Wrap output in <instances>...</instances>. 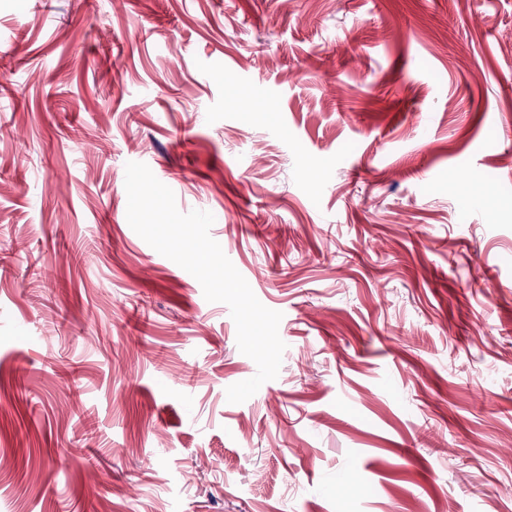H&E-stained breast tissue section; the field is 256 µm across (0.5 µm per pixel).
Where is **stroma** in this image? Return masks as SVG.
<instances>
[{"instance_id":"obj_1","label":"stroma","mask_w":512,"mask_h":512,"mask_svg":"<svg viewBox=\"0 0 512 512\" xmlns=\"http://www.w3.org/2000/svg\"><path fill=\"white\" fill-rule=\"evenodd\" d=\"M0 512H512V0H0Z\"/></svg>"}]
</instances>
